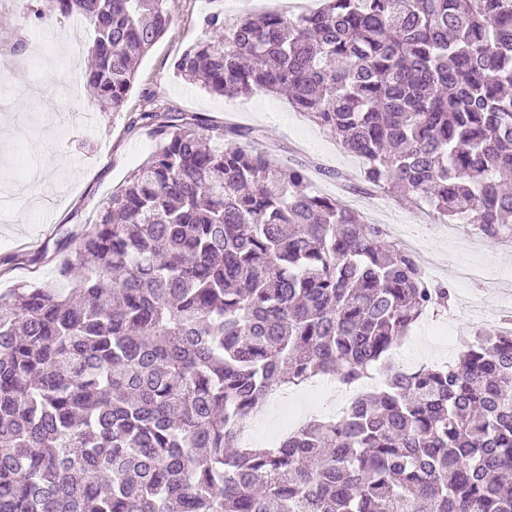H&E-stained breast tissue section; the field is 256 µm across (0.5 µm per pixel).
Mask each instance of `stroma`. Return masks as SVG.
I'll use <instances>...</instances> for the list:
<instances>
[{
  "instance_id": "obj_1",
  "label": "stroma",
  "mask_w": 512,
  "mask_h": 512,
  "mask_svg": "<svg viewBox=\"0 0 512 512\" xmlns=\"http://www.w3.org/2000/svg\"><path fill=\"white\" fill-rule=\"evenodd\" d=\"M276 6V0H167L171 23L139 63L116 116L91 99L79 59L50 68L35 94L21 72L0 69V93L11 98L10 109L0 111V175L21 181L28 171L39 174L36 202L19 192L0 199V289L55 280L60 263L75 258L82 229L98 221L113 191L161 144L152 128H128L129 116L141 112H187L217 125L263 130L272 158L308 165L313 190L344 202L356 198L360 213L372 223L403 225L423 253L436 255L438 264L430 274L451 290L460 288L455 270L468 262H493L499 277L512 280V248L474 235L467 224L459 225L455 240H448L438 233V221L403 197L366 187L361 160L346 152L332 133L294 112L285 99L214 96L177 76L175 62L203 38L205 16L216 13L229 23ZM88 110L97 114L91 129L78 120ZM484 328L482 321L453 309L444 317L424 318L399 345L405 366L416 369L454 360L460 339ZM283 400L311 420L330 417L337 408L323 389H291L267 403L263 429L280 421Z\"/></svg>"
}]
</instances>
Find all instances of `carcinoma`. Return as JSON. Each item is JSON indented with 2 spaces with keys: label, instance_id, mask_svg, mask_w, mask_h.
Returning <instances> with one entry per match:
<instances>
[{
  "label": "carcinoma",
  "instance_id": "cac0c4a2",
  "mask_svg": "<svg viewBox=\"0 0 512 512\" xmlns=\"http://www.w3.org/2000/svg\"><path fill=\"white\" fill-rule=\"evenodd\" d=\"M95 29L85 84L117 114L165 0H49ZM177 74L264 93L339 138L363 180L490 241L512 230V0H320L205 18ZM163 141L53 283L0 293V512H512V334L390 366L277 446L238 428L331 375L364 386L453 294L252 129L166 114Z\"/></svg>",
  "mask_w": 512,
  "mask_h": 512
}]
</instances>
